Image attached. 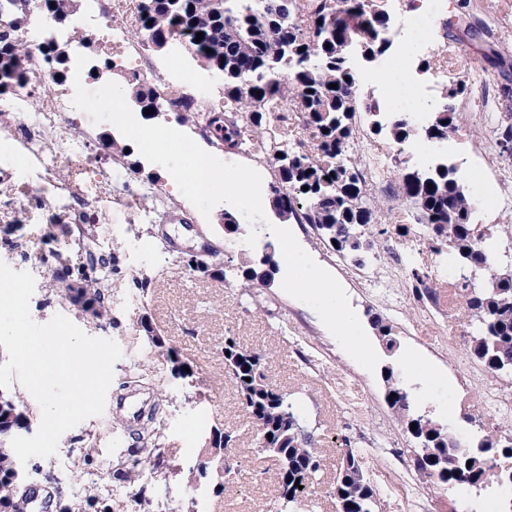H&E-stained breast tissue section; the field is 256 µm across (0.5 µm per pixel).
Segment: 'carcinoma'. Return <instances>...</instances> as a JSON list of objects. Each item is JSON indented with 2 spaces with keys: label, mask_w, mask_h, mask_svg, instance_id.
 Here are the masks:
<instances>
[{
  "label": "carcinoma",
  "mask_w": 512,
  "mask_h": 512,
  "mask_svg": "<svg viewBox=\"0 0 512 512\" xmlns=\"http://www.w3.org/2000/svg\"><path fill=\"white\" fill-rule=\"evenodd\" d=\"M44 12L60 26L70 22L72 0H47ZM135 34L153 39L160 47L179 37L209 66L224 74V141L239 148L247 143L268 151L267 114L286 98L295 111L304 114L303 132L291 148L273 149L276 168L271 185L275 203L300 224L315 225L324 246L343 255L359 257L375 249L374 235L367 233L373 206L368 191L347 163L353 144L352 117L358 108L356 78L347 65L350 48L358 46L365 58L386 53L389 15L378 0H191L183 10L175 0H137ZM204 33L196 41V33ZM51 49L34 51L18 39L0 45V53L12 60L0 83V95L27 86L33 66L40 58L50 65V79H67L68 53L58 41L49 39ZM141 109L157 111V94L128 80ZM337 88L331 89L329 85ZM465 82L450 89L432 107L435 119L419 127L407 112H396L373 123L376 133H386L397 143L416 136L442 144L456 129L455 100L464 94ZM308 190H303V187ZM399 189L418 209L417 223L437 253L451 256L455 267V297L469 311L473 327L469 353L493 375H512V269L499 268V235L490 227L473 223L476 200L457 177V168L438 163L400 176ZM106 263L104 255L88 264L72 263L57 252L42 258L53 280L74 278L82 298L90 304L100 325L112 324V309L106 298L107 285L94 275L95 263ZM276 255L244 259L234 268L240 286L251 288L276 271ZM388 350L396 346L393 326L380 318L373 320ZM150 342L154 355L170 364L176 379L194 376L183 369L174 345L155 331ZM224 370L238 389L242 404L254 423L260 451L276 465L280 512H297L302 491L321 468L313 448V435L295 426L298 407L281 393L269 378L265 354L248 351L234 338L224 340ZM250 381H245V378ZM388 401L406 429L417 441V466L434 484L445 488L483 489L490 485L512 487V437L498 433L484 435L475 446L462 448L454 432L429 416L414 410V400L403 388L392 368L385 372ZM5 408L12 417L0 421V512H28L29 497L22 486L11 481L18 459L10 447L13 431L29 426L23 401L14 391L5 394ZM416 429H411V424ZM273 434L263 443L267 433ZM344 459L331 487L335 499L348 512H378L379 492L366 478L361 453L342 439ZM222 454L205 448L197 470L221 480ZM472 465H467V462ZM160 455L150 450L145 464L133 465L120 474L137 501V485L158 468Z\"/></svg>",
  "instance_id": "cac0c4a2"
}]
</instances>
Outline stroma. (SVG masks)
<instances>
[{"label": "stroma", "instance_id": "obj_1", "mask_svg": "<svg viewBox=\"0 0 512 512\" xmlns=\"http://www.w3.org/2000/svg\"><path fill=\"white\" fill-rule=\"evenodd\" d=\"M442 17L448 25V63L431 58L427 68L413 67V85L428 90L433 100L456 84L462 73L466 94L457 99L458 131L443 152L464 173L463 185L476 198L473 220L495 224L512 232V156L501 152L495 130L512 120V100L500 95L502 83L512 84V0H447ZM166 86L195 95L199 83L217 87L224 79L199 61L181 42L148 48ZM448 67L451 78L440 75ZM195 123L177 121L161 108L146 122L164 124L188 134L223 161L243 163L261 176L275 179V168L251 154L231 152L205 129L206 111ZM71 135L91 146L92 158L44 166L32 160L22 146L18 121L0 112V261L14 270L30 272L36 282L29 310L40 324L55 315L68 317L87 335L116 341L123 356L114 365L107 393V412L88 418L64 433L57 451L34 457L26 464L28 490L36 492L41 512H65L75 503L93 498L89 512H167L173 504L195 503L197 512H275L276 474L273 461L255 446V428L238 392L224 373V339L231 336L248 350L264 353L266 369L278 388L296 401L304 426L317 440L321 468L310 486L303 512H337L330 487L342 458V439L362 453V466L380 493V512H486L489 505L512 497L511 488L490 487L481 492L434 486L414 464L415 442L399 421L386 397L385 366L394 367L420 412L449 426L461 443L476 444L485 433L512 434V413L485 406L489 388L512 389V379L483 374L470 377L461 366L471 364L466 343H451L470 322L463 308L450 304L443 283L452 269L447 256L419 260L418 269L438 283L436 300L443 316L434 318L419 299L410 270H403L393 295L384 289L385 271L374 256L364 259L369 280L343 288L363 329L371 340L380 367L368 372L338 344L318 314L281 288V277L271 284L239 287L234 277L202 275L186 260L205 245L218 248L222 258L240 262L256 257L260 248L245 239L249 223L237 233L224 231L222 206L202 217L183 195L174 193L158 168L143 158L111 124H95L72 114ZM114 145L102 150L103 135ZM187 214V226H165L168 209ZM416 210L399 191L380 195L371 232L394 230L400 221H413ZM81 224L104 238L111 262L97 267L107 277L113 323L99 326L82 307L72 303L39 259L58 251H79L70 227ZM145 286H138L136 278ZM388 321L397 335V347L387 351L372 325ZM177 347L194 375L176 379L167 364L150 353L141 319ZM418 353L431 375L407 371V353ZM140 377L146 398L162 396L167 416L161 429L164 448L161 477L145 479L138 502H130L117 479L119 462L135 455L139 425L114 427L121 416L119 402L127 396L128 381ZM475 413L476 423L462 414ZM234 434L228 448L233 467L223 488L210 478L196 476L201 450L213 427Z\"/></svg>", "mask_w": 512, "mask_h": 512}]
</instances>
